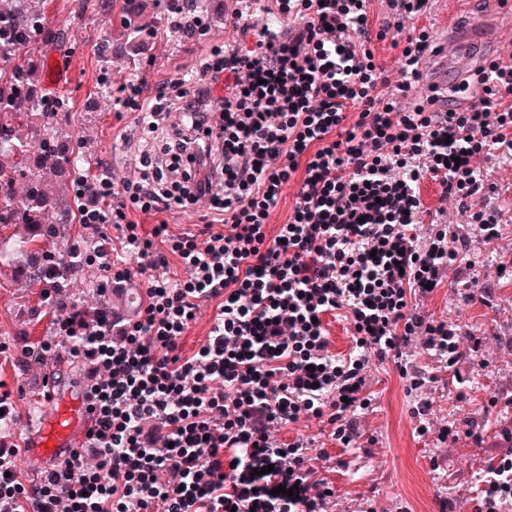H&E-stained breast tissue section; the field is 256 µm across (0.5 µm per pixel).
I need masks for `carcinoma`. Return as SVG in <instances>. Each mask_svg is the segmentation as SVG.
<instances>
[{
	"label": "carcinoma",
	"mask_w": 512,
	"mask_h": 512,
	"mask_svg": "<svg viewBox=\"0 0 512 512\" xmlns=\"http://www.w3.org/2000/svg\"><path fill=\"white\" fill-rule=\"evenodd\" d=\"M157 2L169 6L172 32L181 34L201 17L206 0ZM97 8L112 10V30L137 66L155 34L148 0H103ZM61 36L43 0H0V269L31 287H48L53 267L56 287H70L84 253L78 244L60 246L56 225L76 223V183L89 162L57 128L71 98L36 78L39 44Z\"/></svg>",
	"instance_id": "cac0c4a2"
}]
</instances>
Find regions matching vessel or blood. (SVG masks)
Wrapping results in <instances>:
<instances>
[{
    "label": "vessel or blood",
    "mask_w": 512,
    "mask_h": 512,
    "mask_svg": "<svg viewBox=\"0 0 512 512\" xmlns=\"http://www.w3.org/2000/svg\"><path fill=\"white\" fill-rule=\"evenodd\" d=\"M447 40L454 43V51L440 49L435 55V74L431 81L439 97L448 95V75H466L481 55L484 32H492L502 44L512 43V0H499L495 9L478 20L469 22L449 17ZM144 299L139 281L123 284L112 296V311L131 317ZM45 392L37 413L25 421L20 452L34 465L36 471L54 468L86 441V423L90 405L86 384L62 386L56 367H48L43 375Z\"/></svg>",
    "instance_id": "b4317fda"
}]
</instances>
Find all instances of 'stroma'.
Segmentation results:
<instances>
[{"label": "stroma", "mask_w": 512, "mask_h": 512, "mask_svg": "<svg viewBox=\"0 0 512 512\" xmlns=\"http://www.w3.org/2000/svg\"><path fill=\"white\" fill-rule=\"evenodd\" d=\"M206 6V26L197 38L171 34L155 39L146 62L135 70L121 48H114L110 65L97 57L96 44L112 36L104 13L81 9L79 0H45L46 16L53 28L64 31L65 38L42 49L40 56L62 66L66 76L51 89L73 101L58 129L81 143L92 167L111 168L120 179L138 176L140 123L132 113L114 112L113 96L104 90L102 78L116 86L139 80L151 89L174 70L194 74L208 51H223L225 44L237 39L230 20L240 7L239 0H206ZM470 253L475 267H451L442 287L424 306L477 330L485 338L482 354L480 360L461 364L463 388L450 383L428 390L429 418L434 428L456 420L482 426L491 435L496 411L488 406L490 397L512 395V279L499 278L497 272L502 259L512 258V223L504 225L501 237L492 244L472 239ZM474 277L494 286L491 305L468 304L460 297L461 284ZM39 302L38 289L0 277V339L24 336L36 342L50 335L51 315L34 313ZM42 373L39 365L24 371L0 363V387L11 391L20 412L36 405ZM372 373L373 410L361 420L365 434L377 440L372 454H352L328 438L322 444L333 459L348 462L347 467L323 473L336 490V512H355L363 495L373 496L377 512H438V500L446 496L457 499L461 512H472L476 476L487 465L486 453L463 440L446 445L434 434L418 436L411 414L416 395L406 393L393 366H377Z\"/></svg>", "instance_id": "1"}]
</instances>
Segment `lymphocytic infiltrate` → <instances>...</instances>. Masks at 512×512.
<instances>
[{"mask_svg": "<svg viewBox=\"0 0 512 512\" xmlns=\"http://www.w3.org/2000/svg\"><path fill=\"white\" fill-rule=\"evenodd\" d=\"M274 2V25L234 13L238 40L195 86L177 71L154 93L131 80L114 97L115 111L137 113L161 139L144 145L139 179L105 169L78 193L100 303L90 312L42 289L52 335L0 342V359L22 368L51 357L81 368L86 445L26 477L17 443L0 438V512H330L335 496L317 468L327 454L283 430L315 420L341 447L372 453L358 419L372 405L373 365L393 363L412 392L479 356L476 331L422 301L469 261V236L501 235L504 213L488 204L497 188L480 163L512 162V56L479 64L457 87L463 106L441 112L435 95L415 94L432 50L421 22L429 0H387L377 27L370 0ZM386 40L393 78L373 49ZM171 110L181 122L161 130ZM427 177L457 202L468 234L425 222ZM289 186L295 204L270 228ZM189 205L208 220L173 232L168 213ZM134 211L154 224L135 223ZM134 277L144 308L113 317V286ZM206 301L216 305L210 332L184 354ZM329 315L349 323L348 353L330 351ZM418 354L432 370L414 368ZM463 438L489 452L474 512H512V418L501 417L490 447L470 426L438 433Z\"/></svg>", "mask_w": 512, "mask_h": 512, "instance_id": "f902f5d3", "label": "lymphocytic infiltrate"}]
</instances>
